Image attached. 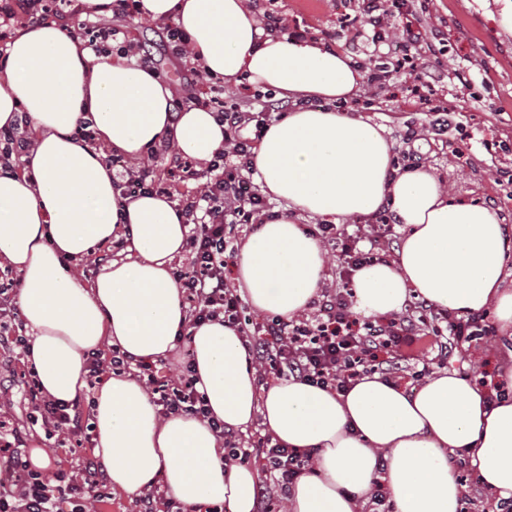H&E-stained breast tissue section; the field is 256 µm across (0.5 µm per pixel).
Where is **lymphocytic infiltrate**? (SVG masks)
Returning <instances> with one entry per match:
<instances>
[{"label": "lymphocytic infiltrate", "mask_w": 512, "mask_h": 512, "mask_svg": "<svg viewBox=\"0 0 512 512\" xmlns=\"http://www.w3.org/2000/svg\"><path fill=\"white\" fill-rule=\"evenodd\" d=\"M429 3L430 0H362L361 21L345 27L347 45L362 49L371 61L366 71L368 87L404 76L408 105L432 116L429 129L408 125L399 134L406 147L404 156L411 161L417 158L413 145L424 139L426 131L438 132L453 123L446 97H440L435 89L438 78L447 76V96L462 100L474 97L475 79L468 67L459 65L449 71L443 68L444 33L424 25ZM72 5L73 0H0V21L5 23L21 15L29 23L38 24L48 16L69 13ZM393 17L401 21L395 41L389 34V20ZM193 73L195 80L185 104L209 107L224 123V147L207 168L198 169L195 161L168 144L162 147L169 165L170 178L166 181L157 177L146 162L133 167L110 157L106 163L124 169L127 179L122 185V198L153 192L177 198L190 226L187 258L177 272L189 318L198 324L220 317L225 324L236 327L245 339L261 384L291 376L343 392L365 375L401 377L400 350L414 337H447L453 345L462 346L496 336L487 313L453 318L425 301L412 316L382 315L359 322L352 311L351 276L356 268L386 260L391 253V244L397 237V218L386 205L371 216L364 231L350 233L326 223L308 226L309 234L337 252L339 279L335 287L323 290L308 312L293 318L252 316L227 271L242 241L263 222L266 203L253 178V159L271 112L266 106L257 112L239 111L218 94L202 98L201 90L207 84L205 72L197 66ZM189 180L196 181V188L180 190V183ZM108 368L135 369L162 413L204 411L189 363H182L174 371L166 364L135 363L117 353L107 360L99 353L91 354L92 376H99ZM30 394L47 438L82 431L83 410L79 403L43 399L35 383L30 386ZM211 427L229 448L232 460L246 463L262 459L265 478L280 489H287L311 468V452L284 447L268 436L247 449L223 423L215 421ZM23 445L9 419L0 416V455L7 457L10 468L8 481L0 482V512H59L64 503L69 512H89V502L107 499L105 474L98 461L86 459L81 482L63 486L43 472L30 469L23 459Z\"/></svg>", "instance_id": "f902f5d3"}]
</instances>
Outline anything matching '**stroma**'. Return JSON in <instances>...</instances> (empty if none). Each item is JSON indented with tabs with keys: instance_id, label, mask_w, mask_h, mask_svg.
Returning a JSON list of instances; mask_svg holds the SVG:
<instances>
[{
	"instance_id": "stroma-1",
	"label": "stroma",
	"mask_w": 512,
	"mask_h": 512,
	"mask_svg": "<svg viewBox=\"0 0 512 512\" xmlns=\"http://www.w3.org/2000/svg\"><path fill=\"white\" fill-rule=\"evenodd\" d=\"M358 0H278L277 8L288 21L307 28L312 40H323L325 32L338 26L339 14L357 15ZM500 6L496 0H432L426 21L441 28L447 35L448 52L445 65H468L473 75L481 77L479 100L466 105L467 120L461 127L448 128L439 140L419 141L424 165L437 173L448 193L459 199L488 202L498 188L497 168L512 164V157L490 150L495 141L512 143V33L499 23ZM73 36L86 38L88 31L98 26L116 29L118 40L143 45L151 52V65L160 77L174 84L177 97H184L190 64L173 54L165 45L162 25L149 20L132 26L126 19L112 13L100 15L73 14L64 21ZM372 121L385 127L391 141H398L405 124L428 126L431 117L412 112L404 104L400 79L379 90L377 109L370 112ZM466 141L469 148L467 165H458L451 153L453 144ZM512 362V334L498 333L491 341L473 347H460L450 352L447 369L458 371L472 380L481 376L495 377L500 365ZM12 377L14 383L6 393H0V414L11 418L20 429L25 442H38L47 453L44 472L80 479L82 447L68 440L59 447L46 438L41 425L32 424L29 415V368L23 355H0V377Z\"/></svg>"
}]
</instances>
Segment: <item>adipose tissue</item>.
<instances>
[{
  "label": "adipose tissue",
  "instance_id": "obj_1",
  "mask_svg": "<svg viewBox=\"0 0 512 512\" xmlns=\"http://www.w3.org/2000/svg\"><path fill=\"white\" fill-rule=\"evenodd\" d=\"M136 2L141 17L186 32L191 61L210 76H241L294 103L255 150L254 179L277 208L243 240L234 267L254 310L289 319L320 294L325 254L302 220L366 218L387 203L402 243L393 259L354 272L355 309L397 313L415 292L460 318L492 311L500 331L512 330V239L502 218L451 197L424 167L394 168L385 128L344 108L363 81L350 57L266 32L245 0ZM173 101L170 83L139 57L99 53L54 22L15 27L0 52V128L26 113L33 140L21 171L0 172V265L22 275L32 333L25 360L42 395L90 398L94 454L113 489L133 495L160 483L187 512L220 503L257 512L260 474L225 460L216 420L241 433L258 424L273 441L312 452L288 512H362L378 483L393 512H460L459 458L490 495L512 498V365L497 373L506 395L495 400L455 370L411 390L378 373L344 393L293 377L262 386L237 330L219 320L190 326L173 274L189 231L181 209L165 195L120 200L103 153L74 135L84 118L114 154L140 158L169 142L211 161L224 147L218 115L193 106L177 113ZM123 233L125 257L90 284L74 278L70 264ZM182 335L205 416H160L126 372L89 388L86 359L103 344L151 362L172 355Z\"/></svg>",
  "mask_w": 512,
  "mask_h": 512
}]
</instances>
